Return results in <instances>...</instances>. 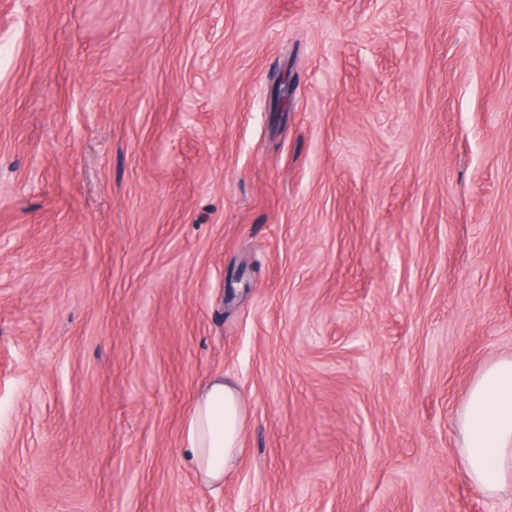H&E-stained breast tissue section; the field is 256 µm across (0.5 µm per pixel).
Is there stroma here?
<instances>
[{
	"instance_id": "obj_1",
	"label": "stroma",
	"mask_w": 512,
	"mask_h": 512,
	"mask_svg": "<svg viewBox=\"0 0 512 512\" xmlns=\"http://www.w3.org/2000/svg\"><path fill=\"white\" fill-rule=\"evenodd\" d=\"M502 357L512 0H0V512H512ZM467 473L487 493L512 488V358L486 367L460 418ZM244 420L238 390L224 378L209 381L183 426V459L203 483L224 482L239 456Z\"/></svg>"
}]
</instances>
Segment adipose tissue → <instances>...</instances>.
Returning a JSON list of instances; mask_svg holds the SVG:
<instances>
[{"label":"adipose tissue","instance_id":"adipose-tissue-1","mask_svg":"<svg viewBox=\"0 0 512 512\" xmlns=\"http://www.w3.org/2000/svg\"><path fill=\"white\" fill-rule=\"evenodd\" d=\"M244 420L238 390L209 381L183 426V459L203 483H223L239 456ZM460 427L471 480L490 494L512 488V358L491 363L475 380Z\"/></svg>","mask_w":512,"mask_h":512}]
</instances>
